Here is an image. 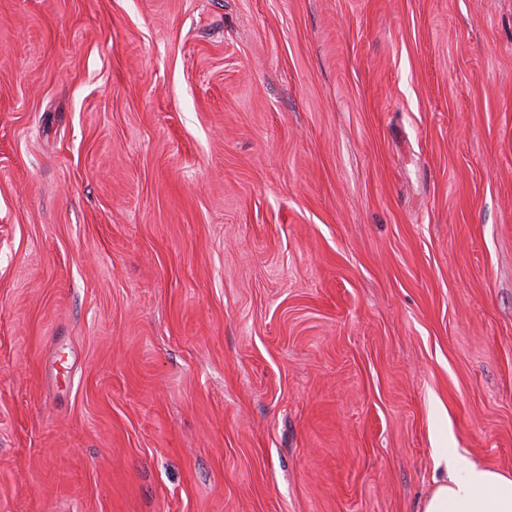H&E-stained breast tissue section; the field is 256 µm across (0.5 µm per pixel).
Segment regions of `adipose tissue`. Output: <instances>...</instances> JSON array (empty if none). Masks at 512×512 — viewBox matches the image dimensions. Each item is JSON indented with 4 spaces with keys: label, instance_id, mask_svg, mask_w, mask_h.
<instances>
[{
    "label": "adipose tissue",
    "instance_id": "obj_1",
    "mask_svg": "<svg viewBox=\"0 0 512 512\" xmlns=\"http://www.w3.org/2000/svg\"><path fill=\"white\" fill-rule=\"evenodd\" d=\"M420 512H512V475L474 462L444 465Z\"/></svg>",
    "mask_w": 512,
    "mask_h": 512
}]
</instances>
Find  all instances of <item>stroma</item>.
Returning <instances> with one entry per match:
<instances>
[{"instance_id": "1", "label": "stroma", "mask_w": 512, "mask_h": 512, "mask_svg": "<svg viewBox=\"0 0 512 512\" xmlns=\"http://www.w3.org/2000/svg\"><path fill=\"white\" fill-rule=\"evenodd\" d=\"M512 474V0H0V512H417ZM419 512H512V475L474 462L449 463Z\"/></svg>"}]
</instances>
